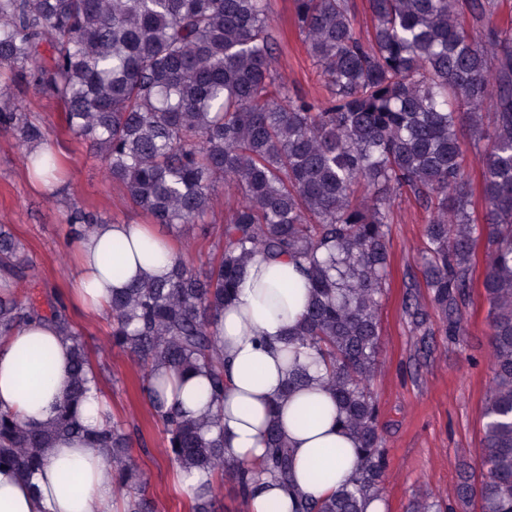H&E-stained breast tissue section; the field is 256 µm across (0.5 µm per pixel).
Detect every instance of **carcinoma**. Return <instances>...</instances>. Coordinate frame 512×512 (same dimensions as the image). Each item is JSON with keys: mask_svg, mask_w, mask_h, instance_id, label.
Here are the masks:
<instances>
[{"mask_svg": "<svg viewBox=\"0 0 512 512\" xmlns=\"http://www.w3.org/2000/svg\"><path fill=\"white\" fill-rule=\"evenodd\" d=\"M501 6L368 0L371 25L363 30L353 0H294L296 29L320 73L321 92L307 97L290 90L275 65L269 0H0V87L23 83L55 98L72 138L150 223L204 224L216 183L231 191L205 269L179 254L166 277L133 280L112 291L110 305V345L143 367L165 454L181 475L209 476L190 512H215L218 480L245 505L257 476L285 488L291 482L292 458L277 428L258 465L230 462L221 413L188 417L166 406L151 382L161 364L203 371L211 397L224 393L217 318L257 254L295 259L311 292L286 337L285 392L319 379L358 443L342 488L323 500L298 496L294 512H365L382 498L386 460L370 386L382 350L388 225L404 193L427 213L422 273L453 333L485 241L490 392L482 474L474 478V465L462 461L457 496L480 512H512V24L491 25ZM0 131L16 136L28 167L60 166L56 156L33 152L47 133L16 104L0 100ZM472 157L482 162L479 217L466 173ZM98 223L96 211L71 209L68 240ZM33 269L24 245L0 224V339L47 321L72 345L53 422L32 429L0 411V461L30 477L50 441L80 438L112 461L123 512H154L125 423L80 422L97 373L63 299L49 300L46 313L18 295Z\"/></svg>", "mask_w": 512, "mask_h": 512, "instance_id": "1", "label": "carcinoma"}]
</instances>
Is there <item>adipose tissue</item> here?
<instances>
[{
	"label": "adipose tissue",
	"instance_id": "1",
	"mask_svg": "<svg viewBox=\"0 0 512 512\" xmlns=\"http://www.w3.org/2000/svg\"><path fill=\"white\" fill-rule=\"evenodd\" d=\"M116 240L125 245L118 276L106 263ZM77 248L71 299L97 316L109 313L113 290L145 276H165L174 258L169 241L147 224H99ZM308 302L305 281L287 257L255 256L219 318L223 397L212 399L204 374L179 379L167 368L156 370L168 401L186 414L221 410L227 459L258 462L269 420L279 422L294 454L293 489L261 481L249 499V512H292L297 492L330 497L356 466L355 440L342 428L336 404L320 382L282 393L289 368L283 338ZM70 366L71 344L54 324L15 331L0 343V409L31 426L49 423ZM42 456L41 468L29 479L11 466L0 467V512H121L112 494V463L104 454L80 439L63 438L52 440Z\"/></svg>",
	"mask_w": 512,
	"mask_h": 512
}]
</instances>
